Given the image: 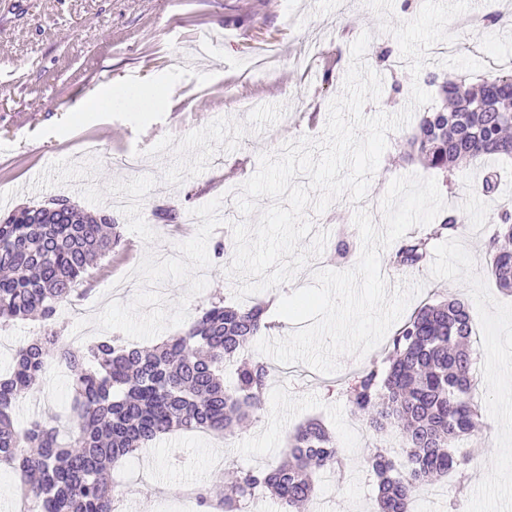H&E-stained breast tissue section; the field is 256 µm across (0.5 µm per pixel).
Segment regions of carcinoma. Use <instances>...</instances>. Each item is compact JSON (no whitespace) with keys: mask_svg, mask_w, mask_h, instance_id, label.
Instances as JSON below:
<instances>
[{"mask_svg":"<svg viewBox=\"0 0 512 512\" xmlns=\"http://www.w3.org/2000/svg\"><path fill=\"white\" fill-rule=\"evenodd\" d=\"M425 82L438 87L442 105L425 112L407 139V156L451 175L482 156L512 161V71L472 83L465 78ZM457 214L409 236L391 257L401 270L422 266L432 242L461 232ZM121 241L104 212L71 204L22 207L0 216V326L36 314L42 329L16 350L0 376V467L11 469L41 512H114L112 472L137 449L176 429L235 433L261 409L270 368L239 357L250 338L269 327L267 305L242 309L211 302L179 336L151 349L118 337L82 348L65 343L57 312L79 293L87 267ZM512 204L493 220L486 244L491 275L512 293ZM470 312L447 296L426 304L394 333L381 362L356 373L346 391L351 412L377 430L401 427L405 461L394 467L378 448L369 459L377 478V512H411L413 495L434 478L467 480L469 456L461 443L481 426L472 401L474 358ZM236 363L224 384L225 363ZM54 368H63L73 394L67 432L35 421L14 423L20 399L40 390ZM342 466L336 438L310 421L288 439L286 458L273 469L236 468V482L205 483L193 490L200 512H242L258 492L273 494L284 512L306 507L315 476Z\"/></svg>","mask_w":512,"mask_h":512,"instance_id":"obj_1","label":"carcinoma"}]
</instances>
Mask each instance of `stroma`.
I'll return each instance as SVG.
<instances>
[{
	"label": "stroma",
	"mask_w": 512,
	"mask_h": 512,
	"mask_svg": "<svg viewBox=\"0 0 512 512\" xmlns=\"http://www.w3.org/2000/svg\"><path fill=\"white\" fill-rule=\"evenodd\" d=\"M423 0H0V212L65 198L80 208L108 210L115 194L142 199L143 211L113 213L121 243L111 257L88 269L86 310L74 318L59 309L66 341L84 347L101 331L150 348L181 334L213 297L248 307L312 284L296 275L275 292L236 299L239 279L226 273L231 256L214 248L233 223L242 221L236 200L256 172L259 156L278 154L283 144L320 138L330 102L344 92L351 45L371 36L364 62L382 80L378 100L366 115L395 114L411 97L409 68L380 61L401 52L390 26L414 19ZM496 0H471V8L448 26L453 43H435L425 71L438 77L490 78L493 65L512 61V25L492 22ZM342 62L331 81L327 57ZM121 86L168 96L160 109L88 112L84 106ZM316 121H309V113ZM412 126L389 131L387 148L358 202L343 196L323 213H309L314 230L328 231L312 271H345L357 263L361 239L353 224L357 209L381 222L380 202L390 182L416 174L436 178L447 209L466 216L462 233L435 242L427 262L399 270L382 252L388 286L419 282L422 292L406 307L448 294L469 307L478 386L475 398L486 423L462 445L472 475L457 512H507L512 485L485 465L500 448H512V296L501 294L487 265L484 241L500 204L512 201V163L500 165L501 194L490 199L478 182L486 160L436 173L407 159ZM140 159L136 170L115 160ZM191 209L223 211L220 224H187ZM349 251L340 254L338 243ZM379 344L364 356H342L339 369L323 374L308 365L279 366L262 410L234 436L175 431L137 451L113 478L126 505L140 512H197L188 490L209 482L223 458L266 468L283 460L288 437L318 419L344 450V465L319 477L308 512H374L375 480L366 467L378 448L403 462L401 434L392 426L375 431L356 418L343 394L351 374L386 354ZM71 402L62 371L48 375L39 405L19 402L14 420L66 414ZM180 452L171 463L170 449Z\"/></svg>",
	"instance_id": "1"
}]
</instances>
